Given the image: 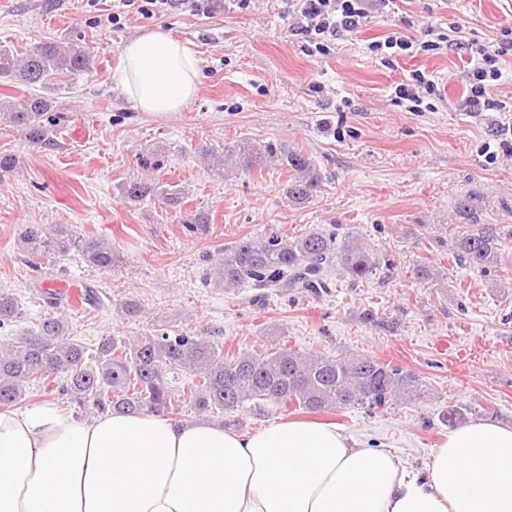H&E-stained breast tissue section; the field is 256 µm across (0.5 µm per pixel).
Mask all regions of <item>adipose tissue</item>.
I'll list each match as a JSON object with an SVG mask.
<instances>
[{"label": "adipose tissue", "instance_id": "ef3b65f1", "mask_svg": "<svg viewBox=\"0 0 512 512\" xmlns=\"http://www.w3.org/2000/svg\"><path fill=\"white\" fill-rule=\"evenodd\" d=\"M119 82L143 112H179L200 61L155 28L121 47ZM0 512H512V427L448 433L426 471L336 425L281 418L252 432L58 405L0 409Z\"/></svg>", "mask_w": 512, "mask_h": 512}]
</instances>
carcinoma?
Segmentation results:
<instances>
[{"instance_id":"cac0c4a2","label":"carcinoma","mask_w":512,"mask_h":512,"mask_svg":"<svg viewBox=\"0 0 512 512\" xmlns=\"http://www.w3.org/2000/svg\"><path fill=\"white\" fill-rule=\"evenodd\" d=\"M88 47L56 43L33 46L21 57L0 49V78L25 85H45L58 75L76 79L89 70ZM51 104L31 96L23 104L0 101V112L21 131L31 146L51 143L44 116ZM277 161L291 172L286 195L295 204L317 196L323 184L316 164L297 150L273 142L245 141L224 149V175L230 164L246 172ZM124 198L140 202L156 198L178 209V223L188 235L209 231L208 216L183 211L184 191L157 177L134 180L123 187ZM450 246L456 260L480 272L501 265V225H452ZM21 240L36 259L55 262L78 251L85 263L110 271L121 262L112 242L100 236L83 237L65 224L25 225ZM395 266L392 254L367 247L353 234L338 239L325 228L300 236L269 233L247 238L224 250V257L206 273L215 288H328L339 274L356 283ZM414 278L434 286L443 276L430 265L412 269ZM14 293L0 292V330L22 317ZM42 387L81 409L173 416L188 410L207 414L226 426L239 418L292 403L303 410L326 412L354 408L382 409L412 401L422 393L420 379L399 365L366 355L332 356L300 351L278 340L261 350L234 354L205 335L154 329L138 340L104 336L93 350L68 334V322L49 314L36 327L0 344V407L19 404L26 389Z\"/></svg>"}]
</instances>
